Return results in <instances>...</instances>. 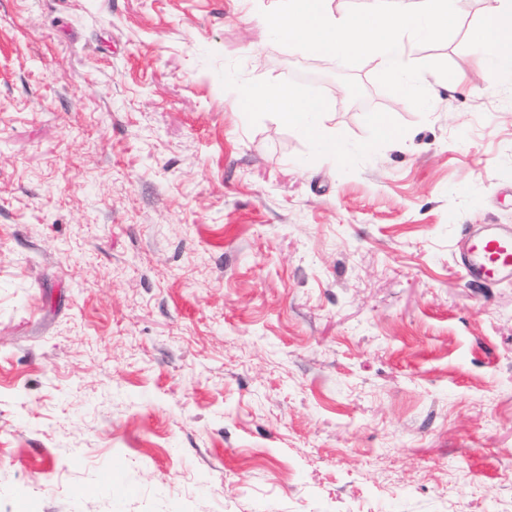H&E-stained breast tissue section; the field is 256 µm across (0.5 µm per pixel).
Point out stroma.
I'll return each mask as SVG.
<instances>
[{"label": "stroma", "instance_id": "obj_1", "mask_svg": "<svg viewBox=\"0 0 512 512\" xmlns=\"http://www.w3.org/2000/svg\"><path fill=\"white\" fill-rule=\"evenodd\" d=\"M491 4L411 43L422 114L263 0H0V512H512V282L458 264L512 225ZM242 107L272 109L287 122L313 139L320 153L340 158L341 147L336 138L316 124V119L327 111V102L321 97L302 96L288 86H263L254 89L242 102Z\"/></svg>", "mask_w": 512, "mask_h": 512}]
</instances>
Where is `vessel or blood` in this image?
I'll use <instances>...</instances> for the list:
<instances>
[{"mask_svg": "<svg viewBox=\"0 0 512 512\" xmlns=\"http://www.w3.org/2000/svg\"><path fill=\"white\" fill-rule=\"evenodd\" d=\"M466 277L477 281H512V227L486 224L467 233L459 253Z\"/></svg>", "mask_w": 512, "mask_h": 512, "instance_id": "1", "label": "vessel or blood"}]
</instances>
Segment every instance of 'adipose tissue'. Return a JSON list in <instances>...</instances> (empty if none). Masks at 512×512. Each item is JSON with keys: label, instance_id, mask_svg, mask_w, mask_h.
<instances>
[{"label": "adipose tissue", "instance_id": "ef3b65f1", "mask_svg": "<svg viewBox=\"0 0 512 512\" xmlns=\"http://www.w3.org/2000/svg\"><path fill=\"white\" fill-rule=\"evenodd\" d=\"M474 51L483 61L487 73L512 71V0H494L482 24L471 36ZM243 108L262 107L279 116L313 139L320 153L338 158L342 151L334 136L328 135L316 120L328 105L323 98L303 96L287 86H263L254 89L242 102Z\"/></svg>", "mask_w": 512, "mask_h": 512}]
</instances>
